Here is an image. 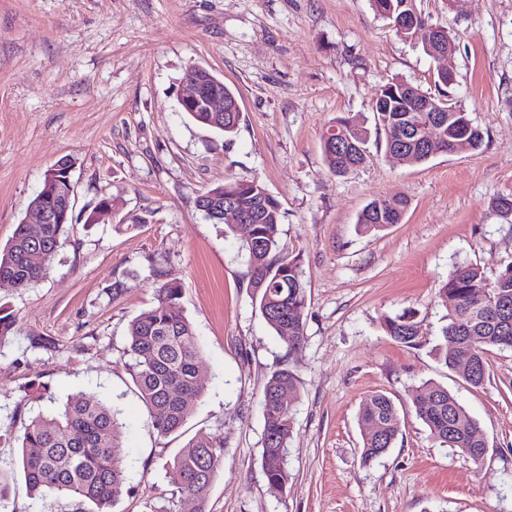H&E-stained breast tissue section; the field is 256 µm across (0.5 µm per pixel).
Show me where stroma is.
Segmentation results:
<instances>
[{
    "instance_id": "obj_1",
    "label": "stroma",
    "mask_w": 512,
    "mask_h": 512,
    "mask_svg": "<svg viewBox=\"0 0 512 512\" xmlns=\"http://www.w3.org/2000/svg\"><path fill=\"white\" fill-rule=\"evenodd\" d=\"M456 45L448 93L484 133L477 152L400 164L370 143L366 163L333 174L321 150L336 116L372 122L389 81L440 95V66L375 15L370 0H0V249L44 174L74 162L75 224L47 275L0 286L16 316L0 345V464L17 455L21 421L83 391L114 403L126 429L125 491L113 512H152L176 492L171 463L195 433L224 442L207 512H512V350L488 355L481 388L432 353L445 325L438 288L468 262L494 277L512 262V0H418ZM203 67L236 94L232 138L193 122L178 89ZM256 180L282 204L279 237L307 283L297 352L267 326L246 287L244 230L195 206L229 179ZM409 200L401 223L357 225L372 200ZM111 210L97 212L101 199ZM128 289L113 297L112 284ZM177 279L202 351L201 395L182 436L154 430L124 352L131 320ZM411 309L408 348L384 316ZM290 364L293 475L271 492L262 467V389ZM448 387L484 430L480 462L439 446L411 404L425 381ZM391 396L403 420L390 451L360 462L358 412ZM71 498L11 488L6 512H76Z\"/></svg>"
}]
</instances>
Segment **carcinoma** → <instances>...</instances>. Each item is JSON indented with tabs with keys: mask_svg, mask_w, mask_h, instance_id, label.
I'll return each instance as SVG.
<instances>
[{
	"mask_svg": "<svg viewBox=\"0 0 512 512\" xmlns=\"http://www.w3.org/2000/svg\"><path fill=\"white\" fill-rule=\"evenodd\" d=\"M377 15L392 26L396 35L432 52L450 41L448 29L432 24L418 10L416 0H371ZM417 11L420 37L409 38L394 23L402 15ZM425 92L405 82L381 86L372 105L375 125L385 133V151L404 150L426 162L437 154L455 149L465 140L471 151L481 150L484 135L465 112H423L420 103ZM236 96L224 88L228 112L217 121L224 135L235 133L240 113L231 111ZM442 117L443 137L430 146L421 145L412 135L414 128L432 117ZM368 131L354 116H340L329 125L322 138V154L335 174L363 165L367 159ZM232 200L253 220V244L243 250L247 256V288L259 303L261 314L276 335L288 340V352L304 340L307 285L298 255L278 238L283 219L281 203L259 182L232 179L210 188L195 200ZM409 201L401 194L371 201L361 212L358 226L366 232H379L404 218ZM67 224H43L33 237L25 224L17 226L10 243L0 251V278L27 288L47 274ZM488 289L483 306L472 305V295ZM181 286L175 279L163 283L154 304L135 317L128 328L126 352L129 369L154 429L162 436L180 433L193 412V401L200 394L197 381L201 350L193 323L180 305ZM438 300L448 312L441 343L434 353L449 369L455 367V354L448 342L458 337L475 358L478 371L466 382L479 388L487 377V355L494 348L512 349V264L492 280L471 263L454 267L441 285ZM15 316L0 306V341L14 330ZM382 327L395 342L406 347L419 344L420 329L416 312L405 310L386 316ZM297 376L287 366L273 371L262 392L263 448L262 470L268 488L284 491L292 479L286 450L293 432V416L280 401L285 393L298 390ZM417 417L430 436L441 446L461 450L473 462L483 459L488 440L480 424L442 385L426 381L412 394ZM364 431L361 462L368 465L393 447L401 432V417L393 399L383 392L372 394L359 411ZM124 423L114 406L84 393L70 397L63 410L51 419L40 415L22 422L18 466L0 469V509L7 493L23 478L33 496L50 492L93 505L91 512H112L124 492V471L116 453L121 447ZM224 463V443L206 432L195 434L174 457L178 501L157 512H179L178 504L192 500L193 512H206L210 486Z\"/></svg>",
	"mask_w": 512,
	"mask_h": 512,
	"instance_id": "obj_1",
	"label": "carcinoma"
}]
</instances>
